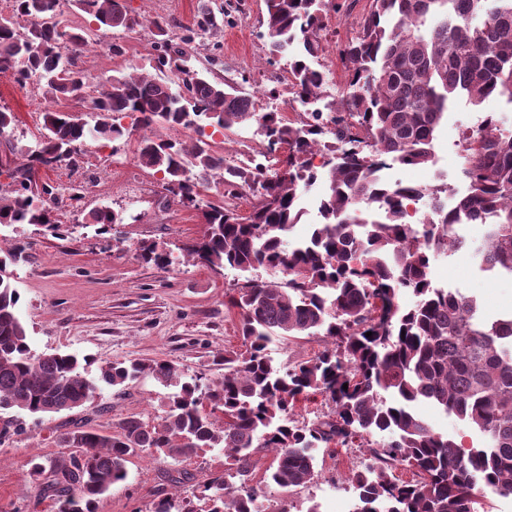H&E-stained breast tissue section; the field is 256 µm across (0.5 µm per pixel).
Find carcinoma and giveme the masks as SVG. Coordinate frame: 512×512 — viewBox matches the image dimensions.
I'll list each match as a JSON object with an SVG mask.
<instances>
[{
    "label": "carcinoma",
    "instance_id": "1",
    "mask_svg": "<svg viewBox=\"0 0 512 512\" xmlns=\"http://www.w3.org/2000/svg\"><path fill=\"white\" fill-rule=\"evenodd\" d=\"M69 2L101 27L141 25L122 0ZM357 2L266 0L267 63L290 57L294 100L302 106L322 99L326 72L308 60L329 48L328 16H348ZM11 3L12 13L0 14V72H11L21 87L36 78L51 99L83 98L90 87L78 67L85 30L59 20L62 0ZM220 14L224 9L198 12L177 37L150 21L162 36L155 69L174 74L178 89L142 73L110 76L92 100L93 129L73 114L46 113V133L9 173L14 187L0 188V224L59 229L51 215L59 187L33 173L62 162L77 167L87 133L114 141L125 134L127 116L144 129L194 130L203 118L216 131L255 122L267 148L284 152L269 176L259 166L229 164L202 138L141 137L139 161L162 174L169 194L196 206L200 188L211 184L220 197L201 209L206 231L187 254L215 272L261 268L268 278L236 288L231 304L240 309L246 349L224 350L221 379L184 380L164 360L102 368L100 381L110 386L149 373L179 390L158 425L128 417L113 435L81 426L63 434L62 447L80 452L32 465L35 476L50 473L41 494L57 501L58 512H94L95 500L124 480L131 453L176 460L222 448L224 475L200 484L209 512H268L250 486L259 452L275 454L264 480L299 487L314 479L318 449L358 440L368 454L350 478L359 500L354 512H479L486 492L512 494V317L488 320L475 298L435 288L430 279L436 253L466 244L459 226L488 219L476 254L512 275V131L488 116L466 135L467 190L451 208L437 190L389 186L379 176L389 159L428 163L436 127L456 100L479 105L498 96L512 104V0H369L353 36L337 44L346 79L336 99L299 123L256 111L251 97L191 65L188 46L217 29ZM318 155L333 160L321 173ZM318 181L326 188L320 220L291 243L302 192ZM246 190L255 202L243 215L231 200ZM424 198L429 211L414 224L410 205ZM89 220L122 223L106 209ZM23 252L0 239V410L57 414L83 405L97 384L76 356L31 350L7 271ZM140 257L164 271L173 264L155 245ZM403 293L415 297L412 306L400 305ZM315 335L328 345L312 359L276 365L268 355L276 337ZM315 394L331 401L332 414L299 421L297 404ZM420 400L476 429L482 446L465 449L436 432L415 414ZM400 466L410 479L394 477Z\"/></svg>",
    "mask_w": 512,
    "mask_h": 512
}]
</instances>
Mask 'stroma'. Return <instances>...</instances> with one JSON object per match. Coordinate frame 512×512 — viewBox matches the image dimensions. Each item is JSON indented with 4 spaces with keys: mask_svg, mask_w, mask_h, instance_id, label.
I'll return each instance as SVG.
<instances>
[{
    "mask_svg": "<svg viewBox=\"0 0 512 512\" xmlns=\"http://www.w3.org/2000/svg\"><path fill=\"white\" fill-rule=\"evenodd\" d=\"M129 14L142 18L130 31L99 29L91 17L65 10L69 25L86 28L92 47L80 57L79 67L95 77L131 70L152 72L156 30L150 19L164 18L172 30L191 25L200 8L224 9V22L207 44L198 47L197 68L212 69L215 77L245 83L257 111L269 112L280 99L268 89L280 87L288 75L285 63L269 65L260 36L266 15L265 0H125ZM124 47L122 55L109 51L112 42ZM8 107L16 123L0 135V185H8L6 170L14 166L43 131L49 110L73 112L94 121L91 98L50 99L37 81L19 86L11 73H0V106ZM512 126V105L490 98L475 106L458 100L439 125L431 163L406 168L397 164L384 170L391 181L424 187L444 186L449 196L465 192L460 172L459 141L467 129L486 115ZM125 136L117 142L90 139L83 143L84 162L40 168L42 180L54 185L79 186L80 197L63 198L54 211L61 234L34 224H0V238L26 247L25 257L11 265V280L20 294L18 314L35 352L72 353L82 359L88 378L98 379L101 367L129 359L167 360L182 373L210 380L224 374L225 349L240 348V311L230 299L243 272L227 268L215 273L187 260L185 249L202 235L200 213L168 194L159 173L141 166L137 147L142 134L132 119H124ZM106 208L122 216V223L101 231L89 223V214ZM486 228L465 224L460 233L466 247L436 256L432 262L434 286L451 288L480 302L488 317L512 312V276L478 267L472 245L482 243ZM154 244L169 252L173 264L161 271L142 262L141 246ZM170 390L144 374L116 389L100 383L82 407L51 415L0 413V426L13 422L21 434L0 444V512H57L53 500L40 497L32 462L48 463L62 455V433L81 425L113 434L120 422L135 416L149 425L165 414ZM366 456L365 448H333L319 452L318 475L297 488L257 484L270 512H352L355 494L348 481ZM126 478L100 496L95 512H153L164 497L183 501L189 512H208L209 501L200 482L224 472V451L201 448L189 458L163 461L137 451L125 464ZM187 472L193 482H172V475Z\"/></svg>",
    "mask_w": 512,
    "mask_h": 512,
    "instance_id": "obj_1",
    "label": "stroma"
}]
</instances>
